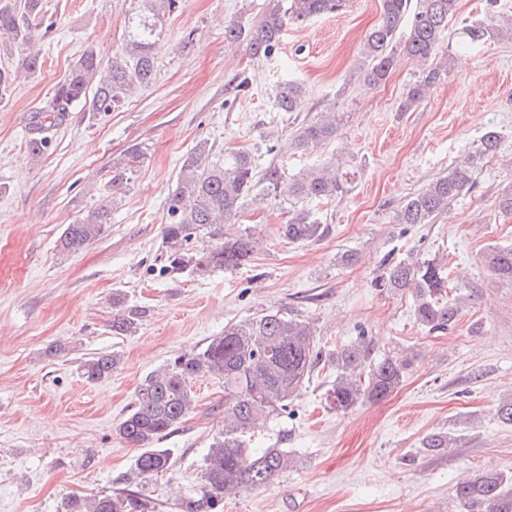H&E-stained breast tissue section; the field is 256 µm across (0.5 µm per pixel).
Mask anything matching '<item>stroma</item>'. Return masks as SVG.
Returning a JSON list of instances; mask_svg holds the SVG:
<instances>
[{"label":"stroma","mask_w":512,"mask_h":512,"mask_svg":"<svg viewBox=\"0 0 512 512\" xmlns=\"http://www.w3.org/2000/svg\"><path fill=\"white\" fill-rule=\"evenodd\" d=\"M286 4L180 0L163 18L154 82L113 112L74 108L34 161L25 147L30 116L87 48L106 58L122 49L135 15L132 0H46L43 66L0 100V512H64L72 496L115 491L137 451L113 428L142 380L227 323L278 309L313 322L326 351L363 339L372 357L410 348L417 359L386 400L345 413L324 401L335 367H318L287 411L251 436V447L288 449L295 466L225 501L224 512H453L459 478L512 476V425L493 411L512 397V284L481 262L490 246L512 243V218L495 207L512 186V41L452 46L447 79L406 111L417 66L401 63L375 87L357 70L381 0H343L336 13L288 26L267 59L225 48V22L248 26ZM288 79L307 92L296 111L280 112L272 95ZM331 107L344 115L336 141L311 155L289 149L295 130ZM492 125L502 146L475 187L434 223H394L396 209ZM202 141L217 154L272 148L291 172L330 156L353 160L360 178L318 206L329 227L320 240L284 241L286 209L268 202L241 221L262 243L251 264L174 280L160 269L167 202ZM134 144L147 160L108 203L103 170ZM105 203L104 234L62 252L65 226ZM348 251L355 261L341 263ZM388 257L443 260L459 307L448 332L416 322L411 292L374 288ZM116 293L146 309L134 335L112 333ZM98 352L118 353L120 365L90 383L80 367ZM193 391L195 408L159 442L173 451L170 470L143 485L157 512H178L200 486L202 459L224 427L223 381L203 378ZM439 432L452 447L425 451L424 438Z\"/></svg>","instance_id":"stroma-1"}]
</instances>
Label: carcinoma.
Masks as SVG:
<instances>
[{"mask_svg": "<svg viewBox=\"0 0 512 512\" xmlns=\"http://www.w3.org/2000/svg\"><path fill=\"white\" fill-rule=\"evenodd\" d=\"M140 11L122 50L102 62L93 48L84 51L68 76L58 82L47 104L31 117V135L26 140L30 156L39 158L51 144L49 133L65 124L72 108L87 112H112L139 88L151 84L157 73L155 42L160 38L163 13L178 9L179 0H138ZM500 0H487L486 20L462 22L456 35L459 45H472L503 33L512 38V15L502 11ZM340 0H289L281 11H269L252 27L238 21L224 24V41L245 43L254 59H268L279 48L290 24L330 15ZM458 0H382L381 20L364 38L359 68L364 80L385 82L394 56L403 53L422 61L417 79L408 88L402 108L408 110L449 73L448 25L457 18ZM47 16L45 0H0V57L15 58L0 66V100L9 95L20 74L32 75L41 68V51L35 45V30ZM95 87L87 97L89 87ZM304 84L280 82L274 106L292 112L304 96ZM342 118L335 110L323 112L314 122L300 126L290 147L313 154L336 140ZM501 133L488 129L473 149L448 167L427 186L410 196L394 215L397 224H428L448 204L473 188L485 160L499 151ZM147 154L137 145L113 160L106 182L109 197L125 193L132 176L145 163ZM358 171L328 160L288 174L276 163L262 166L250 150H231L216 156L208 143H198L184 159L176 187L169 199L163 228L162 271L172 279L184 275L207 277L248 264L259 242L245 229H236L239 217L250 206L269 200L287 204L288 219L281 236L292 243L316 241L327 232L309 203L329 204L346 196L355 186ZM112 206L102 204L69 224L60 235L62 250L77 252L100 237L110 223ZM211 239L196 245L199 235ZM484 266L502 281L512 282V244L496 245L484 253ZM452 278L441 260L391 258L374 287L387 293L411 289L417 322L431 331L446 332L457 321L458 306L450 298ZM146 311L128 304L124 296H112V334L136 332ZM326 353L315 339L308 321L280 311L229 323L224 332L202 346L177 353L151 372L138 386L131 409L114 427L122 441L138 447L133 468L116 478L123 485L114 494L91 499H72L65 512H154L144 494L132 490L170 469L172 449L151 444L171 434L195 406L194 381L205 377L224 380V429L203 457L201 486L179 505L180 512H224V500L243 491L260 489L292 467L294 458L281 448L254 451L246 446L251 432L270 417L286 410L292 398ZM415 356L387 354L370 358L365 341L350 345L332 356L336 379L325 393L330 409L347 412L361 404L386 399L403 382ZM120 358L99 354L86 360L82 375L91 382L112 376ZM453 439L431 434L423 441L430 452L450 447ZM456 512H512V478L498 473H477L455 485Z\"/></svg>", "mask_w": 512, "mask_h": 512, "instance_id": "obj_1", "label": "carcinoma"}]
</instances>
